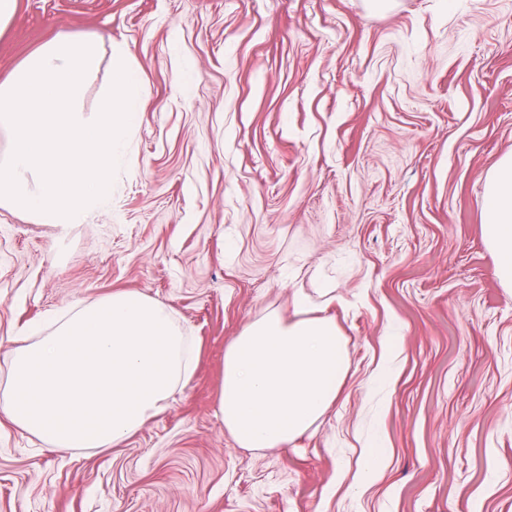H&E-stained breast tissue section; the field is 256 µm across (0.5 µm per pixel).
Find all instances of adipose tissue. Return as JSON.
<instances>
[{
  "label": "adipose tissue",
  "mask_w": 512,
  "mask_h": 512,
  "mask_svg": "<svg viewBox=\"0 0 512 512\" xmlns=\"http://www.w3.org/2000/svg\"><path fill=\"white\" fill-rule=\"evenodd\" d=\"M483 196L485 242L498 280L512 288V153L488 172ZM196 361L165 302L115 292L15 346L0 418L62 455L119 448L167 410ZM346 371L333 318L313 314L295 295L291 318L266 314L225 345L218 395L224 430L242 448L295 445L335 407Z\"/></svg>",
  "instance_id": "adipose-tissue-1"
}]
</instances>
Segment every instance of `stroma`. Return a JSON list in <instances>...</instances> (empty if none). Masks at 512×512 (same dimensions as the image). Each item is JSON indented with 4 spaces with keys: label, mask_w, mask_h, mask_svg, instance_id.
Listing matches in <instances>:
<instances>
[{
    "label": "stroma",
    "mask_w": 512,
    "mask_h": 512,
    "mask_svg": "<svg viewBox=\"0 0 512 512\" xmlns=\"http://www.w3.org/2000/svg\"><path fill=\"white\" fill-rule=\"evenodd\" d=\"M60 34L123 45L144 97L109 211L0 207V391L30 326L116 291L169 305L199 362L120 448L0 419V512H512V291L483 236L512 0H18L0 81ZM299 291L346 340L340 398L294 447H239L224 345Z\"/></svg>",
    "instance_id": "35a3bbf8"
}]
</instances>
